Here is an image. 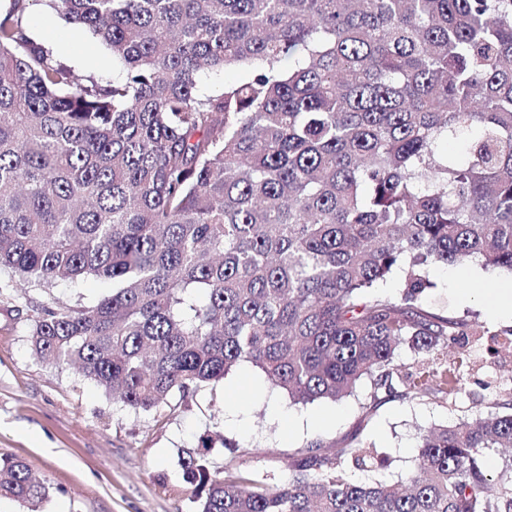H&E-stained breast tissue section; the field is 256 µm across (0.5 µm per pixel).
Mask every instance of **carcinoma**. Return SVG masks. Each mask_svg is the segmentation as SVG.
Segmentation results:
<instances>
[{"label": "carcinoma", "instance_id": "obj_1", "mask_svg": "<svg viewBox=\"0 0 512 512\" xmlns=\"http://www.w3.org/2000/svg\"><path fill=\"white\" fill-rule=\"evenodd\" d=\"M112 52L109 82L0 11V270L43 300L30 343L148 412L241 362L296 404L448 395L401 376L459 324L422 308L434 266L512 274V0H51ZM236 70L216 92L202 76ZM399 295L374 289L396 269ZM112 281L95 304L52 288ZM512 402L421 438L407 485L355 483L365 447L312 442L269 487L209 439L181 458L197 512H512ZM50 487L0 457V498ZM439 360H435L432 364V361H429L428 356H422L415 355L414 352H411L407 348H401L395 357L394 364L398 365V368H400L402 371H413L416 368L421 367V365L424 363L427 365V363H430L429 365H433V367H438L442 364H444V358L442 356H439Z\"/></svg>", "mask_w": 512, "mask_h": 512}]
</instances>
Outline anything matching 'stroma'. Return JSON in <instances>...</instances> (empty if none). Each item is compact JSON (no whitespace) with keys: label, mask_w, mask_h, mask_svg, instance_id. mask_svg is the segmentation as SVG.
Instances as JSON below:
<instances>
[{"label":"stroma","mask_w":512,"mask_h":512,"mask_svg":"<svg viewBox=\"0 0 512 512\" xmlns=\"http://www.w3.org/2000/svg\"><path fill=\"white\" fill-rule=\"evenodd\" d=\"M29 36L48 46L79 74L108 81L112 53L61 19L46 0H29ZM422 303L433 314L473 329L464 348V385L451 396L390 398L371 403L369 382L337 401L291 403L272 389L259 369L242 363L223 381L180 399L134 413L69 368L39 361L30 344L29 302L35 291L17 287L0 296V456L27 464L50 487L40 512H196L179 456L210 436L208 459L223 469L225 442L237 444V463L266 485L287 481L292 459L307 444L359 441L380 462L346 464L357 483L404 482L417 465L423 430L474 420L485 410V382L512 393V350L488 353L492 335L512 328V317L493 318L489 292L512 287V274L484 268L435 267Z\"/></svg>","instance_id":"35a3bbf8"}]
</instances>
